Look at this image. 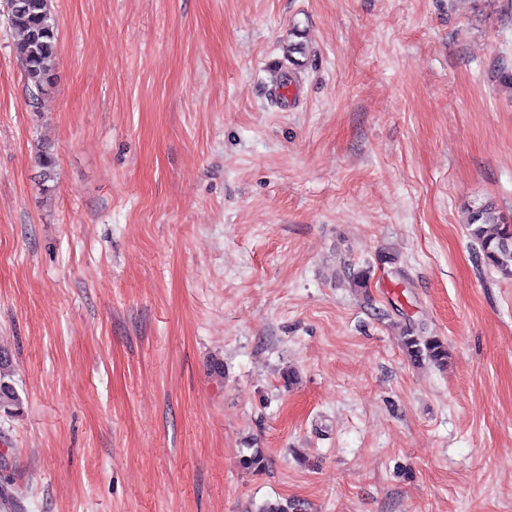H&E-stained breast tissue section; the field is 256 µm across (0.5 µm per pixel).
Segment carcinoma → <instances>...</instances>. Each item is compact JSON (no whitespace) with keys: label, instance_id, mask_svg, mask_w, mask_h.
Listing matches in <instances>:
<instances>
[{"label":"carcinoma","instance_id":"obj_1","mask_svg":"<svg viewBox=\"0 0 512 512\" xmlns=\"http://www.w3.org/2000/svg\"><path fill=\"white\" fill-rule=\"evenodd\" d=\"M10 23L19 36L15 52L23 66L25 84L32 96H38L52 84L58 53L57 23L50 0H17ZM38 163L43 183L53 181L55 160L49 147L39 150ZM467 225L483 264L505 278H512V224L506 223L494 206L484 204L469 212ZM402 346L414 362L437 367L448 364V347L437 336H422L407 329ZM6 368L7 360L0 357V412L9 415L18 404V397L5 381ZM240 465L247 470H261L265 457L254 448L240 456Z\"/></svg>","mask_w":512,"mask_h":512}]
</instances>
